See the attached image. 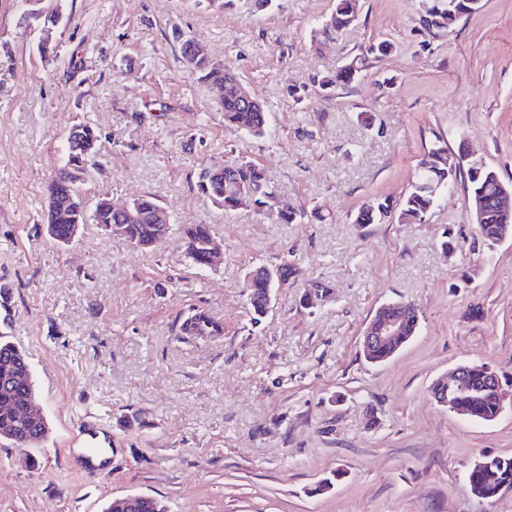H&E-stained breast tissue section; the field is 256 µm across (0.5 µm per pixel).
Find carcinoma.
<instances>
[{"label":"carcinoma","mask_w":512,"mask_h":512,"mask_svg":"<svg viewBox=\"0 0 512 512\" xmlns=\"http://www.w3.org/2000/svg\"><path fill=\"white\" fill-rule=\"evenodd\" d=\"M352 0H336L335 10L315 31V36L325 41L332 40L336 33L350 27L355 22L351 6ZM467 7L464 0L452 4L448 0H437L429 4L435 28L447 24L453 26L460 19L459 13ZM172 38L180 44L183 59L188 64L189 73L199 80L221 90L224 104V122L242 130L251 138H262L267 133L268 116L265 105L259 103L250 107L242 98L244 83L237 72L227 64L213 62L203 48L180 28H172ZM393 49L391 42H374L366 49V54L354 58L333 73H327L315 80L319 93L328 95L336 87L352 82L363 71L370 56H385ZM78 136L85 147L94 153L99 149L100 134L89 123L80 125ZM86 155L82 152L66 151V164L63 175L52 179L48 193L73 195L79 194V184L84 180ZM423 168L418 170L415 183L407 195L401 218L408 222L420 223L426 219L438 197L434 189L443 184L448 175V152L437 146L430 149L420 161ZM470 194L480 191L489 196L495 192V181L486 174L475 176L466 174ZM197 189L215 206L225 211H235L243 206L257 212L274 211L282 224H293L305 218L302 213L288 211L278 206L276 193L268 180L265 170L259 164L244 156L232 160L215 162L201 170ZM133 215L121 209V203L106 198L98 200L90 220L106 229L111 224L123 225L122 236L139 249L158 245L169 231V221L162 218L163 207L151 196H141L130 201ZM391 205L387 201L374 200L362 207L354 220L356 224L381 223L390 216ZM85 214L73 209L61 210L51 218L49 235L59 244L69 242L72 225L84 223ZM186 254L193 264L207 267L211 244L214 242L209 225L189 224L185 229ZM267 266L262 265L249 270L244 277L248 290V301L254 322H259L268 309L267 295L274 289L266 274ZM418 329V316L409 315L403 320L402 332L393 340L367 348L364 357L374 363L384 362L392 351L400 350L407 344ZM224 327L202 310L191 308L182 317L179 335L203 338L223 333ZM10 368L19 376L10 381L0 378V438L18 448H29L42 441L48 434V423L33 425L13 412L35 397L34 385L29 375L30 366L22 350L0 336V370ZM484 365L471 367V391L460 392L456 402L466 406L468 417L473 420L491 421L501 410V401L497 393L484 390L482 381ZM468 481L473 492L494 497L497 484L512 485V457L487 456L482 464L474 466Z\"/></svg>","instance_id":"obj_1"}]
</instances>
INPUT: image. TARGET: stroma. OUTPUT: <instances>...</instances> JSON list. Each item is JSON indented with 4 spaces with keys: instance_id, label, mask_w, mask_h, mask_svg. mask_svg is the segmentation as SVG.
Wrapping results in <instances>:
<instances>
[{
    "instance_id": "1",
    "label": "stroma",
    "mask_w": 512,
    "mask_h": 512,
    "mask_svg": "<svg viewBox=\"0 0 512 512\" xmlns=\"http://www.w3.org/2000/svg\"><path fill=\"white\" fill-rule=\"evenodd\" d=\"M57 5L47 57L42 22L0 0V336L24 351L49 425L26 451L0 441V512H104L129 494L169 512H512V487L485 500L467 480L484 457L512 456V239L485 245L461 179L425 223L397 215L436 145L475 152L512 188V0H482L429 33L420 0H359L357 21L316 48L336 0L261 12L249 0L225 10L41 3ZM175 26L264 101V138L225 125L217 93L188 74ZM380 40L393 52L333 96L289 97ZM86 122L102 148L81 187L85 208L155 196L172 222L155 249L92 223L66 246L48 235V185L70 130ZM230 153L262 165L281 206L320 220L217 208L196 182ZM376 198L394 215L355 223ZM187 224L210 225L220 267L187 258ZM283 260L296 272L253 322L244 275ZM319 283L327 302L303 306ZM390 302L414 304L418 329L374 364L361 336ZM192 307L223 334L182 340ZM477 361L507 393L488 422L431 395L438 378ZM86 421L112 448L106 472L74 453Z\"/></svg>"
}]
</instances>
